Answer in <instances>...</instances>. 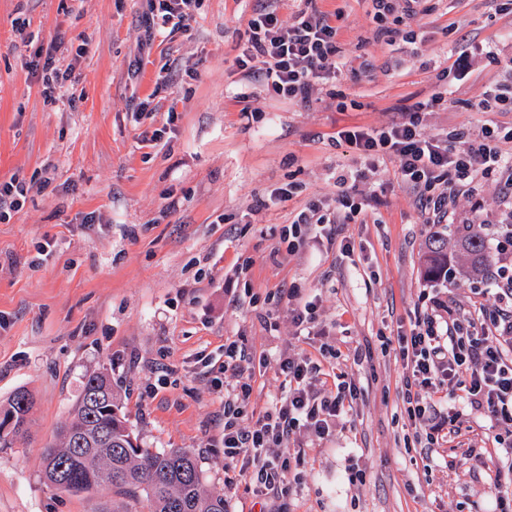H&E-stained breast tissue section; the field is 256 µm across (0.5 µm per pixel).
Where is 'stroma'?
<instances>
[{
	"instance_id": "35a3bbf8",
	"label": "stroma",
	"mask_w": 512,
	"mask_h": 512,
	"mask_svg": "<svg viewBox=\"0 0 512 512\" xmlns=\"http://www.w3.org/2000/svg\"><path fill=\"white\" fill-rule=\"evenodd\" d=\"M431 4L413 24L416 42L394 48L378 39L370 0H317L346 68L305 107L249 83L235 65L254 0H200L188 30L146 47V0H0V182L31 186L0 223V404L21 388L34 400L25 440L0 452V512H110L111 492L56 489L41 461L85 376L102 369L141 447L191 449L228 512H263L218 442L230 342L256 361L247 415L280 397L286 354L317 364L321 389L344 381L359 389L331 438L289 440L301 464L278 512H491V473H474L468 451L496 466L512 463V452L480 417L431 456L407 447L414 429L395 338L435 296H452L475 319L493 297L483 279L457 269L427 278L425 244L436 225L419 192L399 179L393 159L369 172L336 143L339 130L387 127L398 108L442 91L437 74L466 35L499 61L477 59L446 108L422 113V128L476 136L490 128L502 155H512V112L469 109L490 86L512 82L501 66L512 58V4ZM36 42L55 45L60 67L74 68L75 103L45 101L28 67ZM365 60L376 67L362 75ZM142 101L153 115L139 124ZM155 129L161 141H143ZM343 170L366 173L361 212L335 242L310 238L288 252L296 213L335 205L334 175ZM503 181L495 172L458 194L448 223H496ZM287 186L289 200H274ZM285 285L314 301L313 335L300 334L279 300ZM353 467L362 480L349 481Z\"/></svg>"
}]
</instances>
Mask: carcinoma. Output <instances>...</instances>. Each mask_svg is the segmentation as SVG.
<instances>
[{
    "mask_svg": "<svg viewBox=\"0 0 512 512\" xmlns=\"http://www.w3.org/2000/svg\"><path fill=\"white\" fill-rule=\"evenodd\" d=\"M425 273L446 279L453 267L481 274L492 261L489 241L471 224H452L426 243ZM33 408L31 395L18 389L0 405V450L25 437ZM61 443L42 451L46 483L72 494L110 490L112 512H133L144 500L149 512H227L224 496L203 486L195 454L186 448L152 450L134 443L126 415L112 391L107 371L85 378Z\"/></svg>",
    "mask_w": 512,
    "mask_h": 512,
    "instance_id": "1",
    "label": "carcinoma"
}]
</instances>
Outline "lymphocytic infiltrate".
<instances>
[{"label": "lymphocytic infiltrate", "mask_w": 512, "mask_h": 512, "mask_svg": "<svg viewBox=\"0 0 512 512\" xmlns=\"http://www.w3.org/2000/svg\"><path fill=\"white\" fill-rule=\"evenodd\" d=\"M304 2L287 21L267 5L256 8L237 60L244 77L270 94L300 103L307 102L314 86L336 79L343 69L335 26L313 0ZM198 4L199 0H148L146 27L188 30ZM445 104L443 93L433 94L403 108L399 120L387 128L343 129L336 141L375 163L383 156L393 157L401 180L424 192L438 217H447L448 203L460 188L495 171H507L506 197L512 200V161L499 152L492 130L476 139L462 131L423 132L421 113ZM357 179L354 173L337 175L341 192L335 211L313 203L297 213L288 227L289 247L304 244L311 235L333 239L341 224L362 209L350 187ZM501 226L498 259L486 272L496 301L488 332H480L469 317L439 298L416 318L410 334L398 336L397 342L407 369L403 401L410 424L441 419L454 433L478 415L494 428L499 447L512 449V363L505 354L506 346H512V210ZM248 359L237 344L225 346L224 369L236 383L224 393V457L239 464V473L248 479L255 496L280 498L300 463L299 457L281 454L284 442L301 432L315 441L332 436L337 419L351 411L356 388L343 383L336 393L323 392L316 386L314 363L283 356L279 370L288 384L286 394L245 428L241 421L251 391L243 377Z\"/></svg>", "instance_id": "f902f5d3"}]
</instances>
